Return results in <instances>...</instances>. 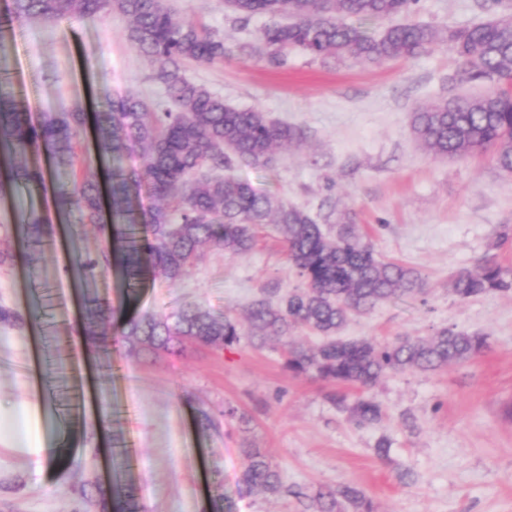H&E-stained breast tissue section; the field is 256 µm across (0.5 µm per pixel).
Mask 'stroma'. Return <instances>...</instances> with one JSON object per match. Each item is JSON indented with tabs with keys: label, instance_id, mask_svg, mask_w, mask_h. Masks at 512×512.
Masks as SVG:
<instances>
[{
	"label": "stroma",
	"instance_id": "stroma-1",
	"mask_svg": "<svg viewBox=\"0 0 512 512\" xmlns=\"http://www.w3.org/2000/svg\"><path fill=\"white\" fill-rule=\"evenodd\" d=\"M172 3L177 19L217 30L230 50L224 62L187 65L190 80L303 133L271 168L241 164L236 175L327 228L353 213L379 255L424 279V295L379 305L341 337L386 341L449 327L489 336L491 347L430 374L382 379L372 393L387 417L368 428L353 426L328 401L333 384L288 372L274 340L260 348L244 339L223 350L189 344L178 354L129 353L120 336L127 318L186 304L238 318L261 290L299 287L273 233L246 255L204 251L181 280L146 278L127 301L113 276L99 278L93 288L114 312L107 344L92 343L83 334V285L70 250H96L103 234L78 211L58 212L52 191L31 196L17 188L0 198V250L13 256L0 265V307L26 320L20 329L0 324V410L17 404L40 366L66 452L37 482L27 457L0 446V512H94L84 489L114 482L132 489L140 512H212L218 500L224 512H303L291 496L241 492L246 443L261 449L289 488L310 493L349 483L376 512H512V293L461 301L448 291L451 275L484 260L512 268V175L490 150L433 156L411 130L419 106L485 92L486 82L462 76L445 47L381 65L295 50L285 67H271L252 51L266 17L244 26L220 0ZM493 15L484 0H419L413 19L444 32ZM8 46L0 75L33 117L78 108L90 133L103 93L166 101L120 14L24 25ZM30 207L48 217L55 237L34 256L15 230L17 213ZM229 406L250 424L225 415ZM204 412L211 425H201ZM383 438L391 444L384 460L374 453Z\"/></svg>",
	"mask_w": 512,
	"mask_h": 512
}]
</instances>
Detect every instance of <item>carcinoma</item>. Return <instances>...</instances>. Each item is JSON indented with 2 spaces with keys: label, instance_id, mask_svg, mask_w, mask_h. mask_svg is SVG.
Instances as JSON below:
<instances>
[{
  "label": "carcinoma",
  "instance_id": "obj_1",
  "mask_svg": "<svg viewBox=\"0 0 512 512\" xmlns=\"http://www.w3.org/2000/svg\"><path fill=\"white\" fill-rule=\"evenodd\" d=\"M419 0H224L244 23L254 16L271 22L259 28L262 60L274 67L288 61V50L302 49L314 57H348L356 63L381 64L409 60L444 42L470 80L494 85L479 96H457L422 106L413 113L412 130L435 156L462 158L493 150L499 167L512 173V19H491L450 28L441 35L411 19ZM4 26L59 22L70 17L95 19L114 12L127 21L132 47L155 66L168 106L159 108L135 96L104 97L96 115L97 157L135 165L109 174L112 203L102 205L98 182L78 176L75 146L84 130L80 110L58 112L40 121L0 87V196L19 185L29 193L46 190L47 172L39 166L18 165L16 159L46 151L56 170L70 174L54 188L60 211L76 209L87 224L101 227L107 245L95 251L73 250L71 263L86 283L114 268L122 276L125 296H131L144 272L168 281L189 273L203 247L233 255L250 253L259 229L273 225L284 243L289 268L302 287L272 300L263 293L245 309V321L217 315L200 306L170 313L144 315L125 321L121 329L129 349L140 353H170L191 342L224 349L242 338L263 345L278 337L284 367L295 375L312 376L359 394L352 402L338 392L330 401L348 413L358 428L380 424L386 409L369 394L379 381L407 371L431 372L481 356L489 337L444 327L427 337L398 336L378 342L337 333L354 317L381 303L425 292V282L413 268L377 257L372 243L360 233L350 214L339 219L333 234L305 210L259 191L236 178L235 164L269 168L275 150L299 140L296 128L270 119L257 108L232 106L224 98L185 76L189 63L224 62L230 50L217 31L195 22H179L168 0H10ZM379 25L371 30L363 23ZM160 204L148 211L134 206L141 191ZM23 247L35 254L51 234L47 221L33 207L20 215ZM448 291L461 301L490 292L512 291V271L487 261L475 271H460L448 281ZM109 305L86 296L83 329L103 344ZM319 341L299 346L290 341L296 331ZM240 484L245 493L298 498L265 454L243 450ZM313 512H374L372 500L345 484L319 489L310 496ZM89 500L101 512H138L132 493L95 488Z\"/></svg>",
  "mask_w": 512,
  "mask_h": 512
}]
</instances>
